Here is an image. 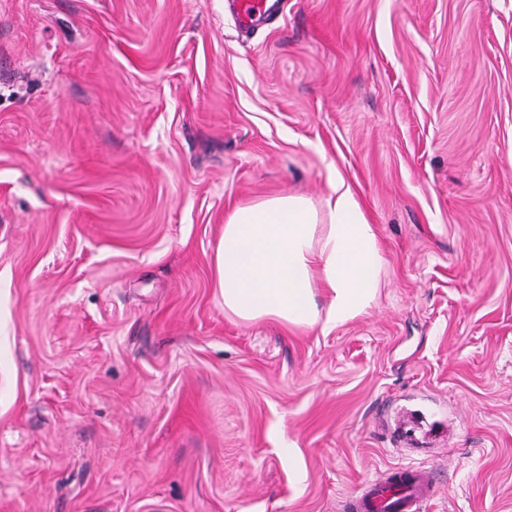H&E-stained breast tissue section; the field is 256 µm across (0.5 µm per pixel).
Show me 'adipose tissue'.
<instances>
[{"instance_id": "1", "label": "adipose tissue", "mask_w": 512, "mask_h": 512, "mask_svg": "<svg viewBox=\"0 0 512 512\" xmlns=\"http://www.w3.org/2000/svg\"><path fill=\"white\" fill-rule=\"evenodd\" d=\"M382 266L375 229L339 178L320 207L288 195L231 212L216 250L215 280L225 311L241 320L329 330L372 307ZM320 290L328 299L323 311Z\"/></svg>"}]
</instances>
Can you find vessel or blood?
I'll list each match as a JSON object with an SVG mask.
<instances>
[{
    "label": "vessel or blood",
    "instance_id": "b4317fda",
    "mask_svg": "<svg viewBox=\"0 0 512 512\" xmlns=\"http://www.w3.org/2000/svg\"><path fill=\"white\" fill-rule=\"evenodd\" d=\"M241 29L249 30L273 15L267 0H230ZM435 493L429 474L419 468L400 467L386 471L349 498L346 512H423Z\"/></svg>",
    "mask_w": 512,
    "mask_h": 512
}]
</instances>
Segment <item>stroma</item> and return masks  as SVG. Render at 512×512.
Masks as SVG:
<instances>
[{
    "label": "stroma",
    "mask_w": 512,
    "mask_h": 512,
    "mask_svg": "<svg viewBox=\"0 0 512 512\" xmlns=\"http://www.w3.org/2000/svg\"><path fill=\"white\" fill-rule=\"evenodd\" d=\"M350 186L376 304L224 310V219ZM512 512V0H0V512ZM236 21L241 29L250 30L267 20L276 11L277 5H268L267 0H230ZM435 493L423 469L400 467L364 485L344 505L347 512H421Z\"/></svg>",
    "instance_id": "obj_1"
}]
</instances>
